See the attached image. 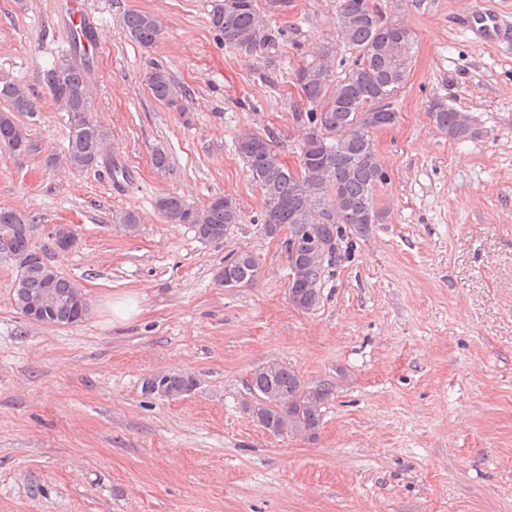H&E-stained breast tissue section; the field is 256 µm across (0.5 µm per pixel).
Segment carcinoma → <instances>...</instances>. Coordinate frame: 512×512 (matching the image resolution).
Segmentation results:
<instances>
[{"mask_svg":"<svg viewBox=\"0 0 512 512\" xmlns=\"http://www.w3.org/2000/svg\"><path fill=\"white\" fill-rule=\"evenodd\" d=\"M363 0H339L337 7V39L352 56L351 64L343 75H333L331 60L335 47L324 45L319 49L320 63L312 66L311 79L306 85L305 99L310 106L307 120L318 119L324 143L318 144L308 137L300 143V163L308 173L303 180L296 179L292 169L280 158L273 146L266 150L240 156L252 180L260 187L264 197L261 231L266 237H275L278 226L309 224L317 239L339 245L344 233L366 232L375 223V192L386 180L374 140L373 126L380 107L394 111L397 97L409 75L412 41H404L396 54L378 53L375 45L385 22L379 10L369 16H356ZM209 25L225 44L239 54L252 55L256 50L276 45L280 31L273 28L263 15L256 0H216L209 12ZM123 32L130 40L145 48L154 47L161 36V21L151 13L130 11L120 21ZM69 67L64 84L53 83L58 66ZM89 62L79 66L67 61L53 65L43 72V84L59 107L67 113L69 124L67 157L75 169H92L102 162L103 145L107 130L90 112L88 78ZM148 85L153 97L179 108L185 90L160 67L150 71ZM0 99L9 103L0 112V141L13 154L30 150L25 129L16 121L14 113L34 111L30 89L19 84H0ZM428 115L440 131L448 132L454 141H465L473 130L458 121V109L439 102ZM158 214L170 224H190L202 240L217 241L224 238L232 224L240 223L238 204L226 196H217L206 205L197 207L176 193L160 195L155 200ZM113 221L124 231L134 233L140 216L122 211ZM32 219L23 212L0 207V224L12 225L9 236L0 238L3 251L33 253L30 243ZM288 266L296 269L301 287L288 295L293 307L309 311L320 300V285L325 273L323 264L302 255L286 252ZM259 272L256 258L241 254L224 263L219 281L252 282ZM53 276L57 303L44 317V323L66 324L78 318V303L72 297L73 282L59 272L32 261L25 279L14 288V303L24 311V290L42 286L46 276ZM192 380V375L171 371L161 382V391L167 398L176 399ZM249 399L244 409L251 417L263 419L261 427L280 436L286 432L313 440L322 423V408L329 400L332 387L323 383L308 387L300 375L288 365L278 362L267 371L258 366L246 383Z\"/></svg>","mask_w":512,"mask_h":512,"instance_id":"cac0c4a2","label":"carcinoma"}]
</instances>
